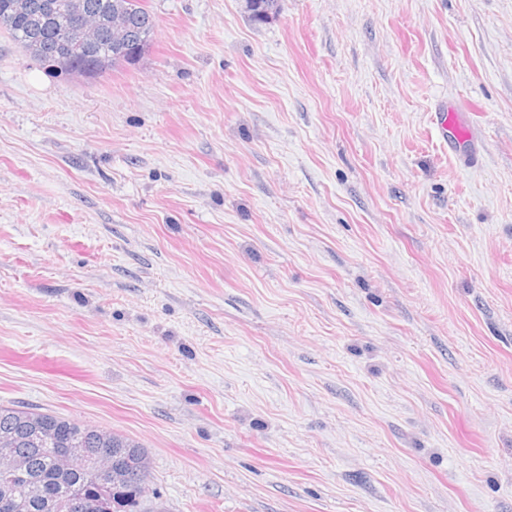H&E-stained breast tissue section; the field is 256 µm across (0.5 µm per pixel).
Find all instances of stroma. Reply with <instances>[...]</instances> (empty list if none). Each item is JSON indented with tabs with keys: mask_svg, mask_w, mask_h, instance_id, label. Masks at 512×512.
<instances>
[{
	"mask_svg": "<svg viewBox=\"0 0 512 512\" xmlns=\"http://www.w3.org/2000/svg\"><path fill=\"white\" fill-rule=\"evenodd\" d=\"M144 5L92 79L0 30V404L167 512H512V0Z\"/></svg>",
	"mask_w": 512,
	"mask_h": 512,
	"instance_id": "stroma-1",
	"label": "stroma"
}]
</instances>
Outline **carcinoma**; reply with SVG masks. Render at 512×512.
<instances>
[{
  "label": "carcinoma",
  "mask_w": 512,
  "mask_h": 512,
  "mask_svg": "<svg viewBox=\"0 0 512 512\" xmlns=\"http://www.w3.org/2000/svg\"><path fill=\"white\" fill-rule=\"evenodd\" d=\"M10 2L0 0V29L7 31L16 44L43 64L55 56L65 58L64 63L49 65V71L56 75L80 74L90 66L104 73L123 64H132L149 48L157 28L156 19L142 0H82L87 12L100 17L122 12L127 19L128 40L133 50L117 46L105 29L92 42L77 45L69 39L74 20L63 8L65 0H55L60 8L40 15L16 14ZM246 8L254 22L263 23L278 12L279 0H246ZM38 432L48 435L49 440L39 442ZM76 444L83 448L109 449L112 464L122 470L123 476L104 483L85 464H77L66 471L57 470L59 451ZM12 455L24 458L27 470L7 485L0 479V501L11 498L24 503L21 512H51L47 505L67 491L97 505L95 512H138L151 474L147 449L131 438L58 415L0 405V456ZM30 482L40 486V497L26 495Z\"/></svg>",
  "instance_id": "carcinoma-1"
}]
</instances>
